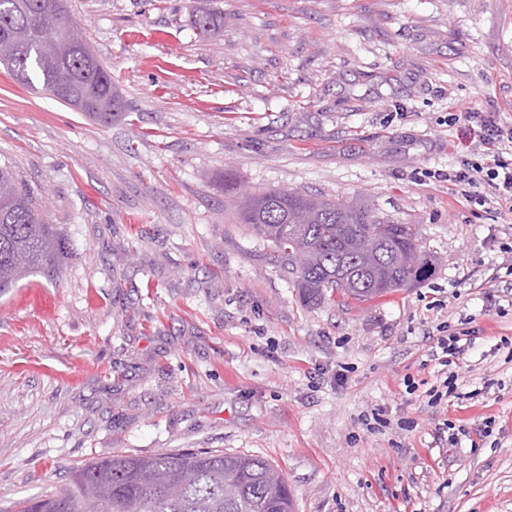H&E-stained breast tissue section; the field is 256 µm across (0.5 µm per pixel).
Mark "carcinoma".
<instances>
[{
	"label": "carcinoma",
	"mask_w": 512,
	"mask_h": 512,
	"mask_svg": "<svg viewBox=\"0 0 512 512\" xmlns=\"http://www.w3.org/2000/svg\"><path fill=\"white\" fill-rule=\"evenodd\" d=\"M56 18L39 0H0V64L20 84L52 92L66 80L82 93L61 101L102 125L125 111L111 72L93 52L54 49L44 32ZM201 36L224 27L211 8L192 14ZM238 218L287 266L311 303L340 295L358 302L398 291L432 272L430 256L410 224L373 210L298 190L242 196ZM66 238L43 217L33 193L12 168L0 166V292L35 273L53 278ZM16 512H293L283 475L267 459L222 450H174L153 456L114 455L73 469L69 485L17 504Z\"/></svg>",
	"instance_id": "cac0c4a2"
}]
</instances>
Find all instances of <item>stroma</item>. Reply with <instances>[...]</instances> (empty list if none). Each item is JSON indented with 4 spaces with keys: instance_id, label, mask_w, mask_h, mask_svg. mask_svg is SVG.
Returning <instances> with one entry per match:
<instances>
[{
    "instance_id": "1",
    "label": "stroma",
    "mask_w": 512,
    "mask_h": 512,
    "mask_svg": "<svg viewBox=\"0 0 512 512\" xmlns=\"http://www.w3.org/2000/svg\"><path fill=\"white\" fill-rule=\"evenodd\" d=\"M68 6L126 109L102 126L0 69V163L68 246L56 280L0 296V512L88 461L177 449L268 459L294 512H512V218L440 177L468 152L449 114L512 123V0ZM199 7L224 13L207 38ZM269 189L412 225L435 268L308 304L238 219ZM466 321L460 396L430 406L435 340ZM489 419L480 447L439 438Z\"/></svg>"
}]
</instances>
